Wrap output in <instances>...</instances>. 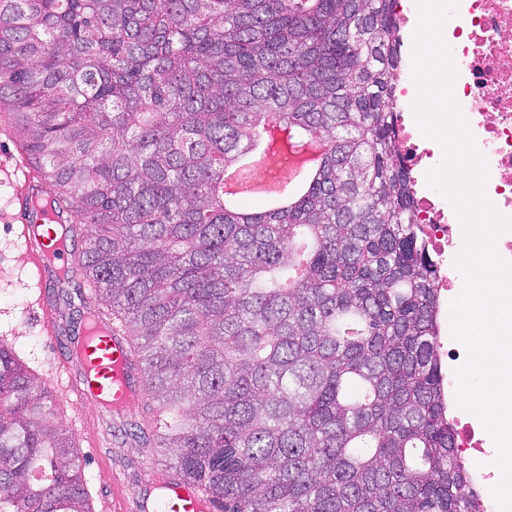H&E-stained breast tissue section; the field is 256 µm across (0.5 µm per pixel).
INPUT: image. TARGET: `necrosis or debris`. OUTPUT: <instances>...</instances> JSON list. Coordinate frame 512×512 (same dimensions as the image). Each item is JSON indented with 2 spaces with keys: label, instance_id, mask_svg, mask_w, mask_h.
I'll return each instance as SVG.
<instances>
[{
  "label": "necrosis or debris",
  "instance_id": "necrosis-or-debris-1",
  "mask_svg": "<svg viewBox=\"0 0 512 512\" xmlns=\"http://www.w3.org/2000/svg\"><path fill=\"white\" fill-rule=\"evenodd\" d=\"M447 37L456 69L452 95L486 162L485 195L499 214L512 218V0H458ZM415 207L444 299L454 301L463 279L455 265L459 217L444 197L417 195ZM451 422L455 446L470 460L478 512H500L493 495L502 479L495 440L473 414L455 412Z\"/></svg>",
  "mask_w": 512,
  "mask_h": 512
}]
</instances>
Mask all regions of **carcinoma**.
Returning <instances> with one entry per match:
<instances>
[{
  "mask_svg": "<svg viewBox=\"0 0 512 512\" xmlns=\"http://www.w3.org/2000/svg\"><path fill=\"white\" fill-rule=\"evenodd\" d=\"M393 0H0V123L34 244L130 336L154 447L219 512H475L397 128ZM281 134L317 167L224 204ZM53 391L0 338V512H90ZM259 163L254 158H246L229 172L224 179V201L226 204H237L241 194L250 192L259 195L268 205H282L286 197L281 191V184L273 179L259 180L257 172Z\"/></svg>",
  "mask_w": 512,
  "mask_h": 512,
  "instance_id": "1",
  "label": "carcinoma"
}]
</instances>
